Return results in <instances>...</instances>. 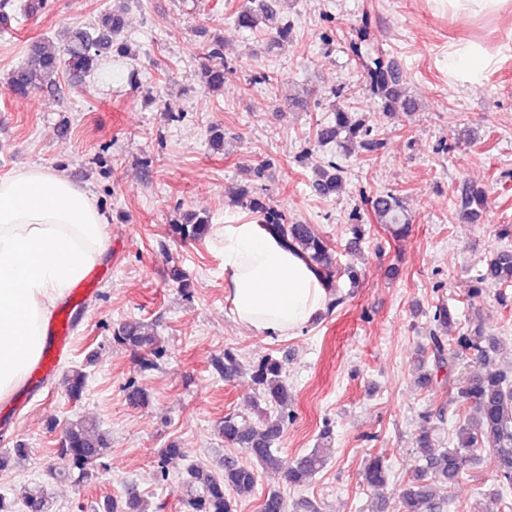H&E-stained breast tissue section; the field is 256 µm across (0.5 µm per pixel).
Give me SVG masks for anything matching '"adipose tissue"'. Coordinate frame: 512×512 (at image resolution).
I'll use <instances>...</instances> for the list:
<instances>
[{"mask_svg":"<svg viewBox=\"0 0 512 512\" xmlns=\"http://www.w3.org/2000/svg\"><path fill=\"white\" fill-rule=\"evenodd\" d=\"M224 291L258 336L311 324L332 297L315 267L258 223L224 227ZM105 222L65 174L30 168L0 178V399L38 356L58 301L105 252Z\"/></svg>","mask_w":512,"mask_h":512,"instance_id":"ef3b65f1","label":"adipose tissue"}]
</instances>
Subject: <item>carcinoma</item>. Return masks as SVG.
Masks as SVG:
<instances>
[{
    "label": "carcinoma",
    "instance_id": "obj_1",
    "mask_svg": "<svg viewBox=\"0 0 512 512\" xmlns=\"http://www.w3.org/2000/svg\"><path fill=\"white\" fill-rule=\"evenodd\" d=\"M272 15L268 0H248L239 11L238 24L253 30L257 28L259 19ZM124 26L122 7H110L97 17L94 25L69 30L64 43L57 49L42 40L33 42L25 62L8 74V92L16 98H24L35 89L56 86L61 74L67 75L75 83L83 82L98 70L101 60L112 57L114 36ZM225 75L226 68L222 63L206 65L202 69L203 82L212 91L223 88ZM367 81L381 99L383 111L407 112L414 107L405 92L400 73L391 65L381 60L374 62V66L368 69ZM335 121V125L323 132L324 136L335 137L344 133L356 139L362 134H371V130H365L363 125L351 121L346 107L336 109ZM332 168L333 173L324 174L315 181V187L324 195L336 192L343 183L341 167L334 164ZM237 203L258 213L268 229L279 234L288 246L299 250L318 268L328 288H333L335 280L343 275L357 280L356 268L341 267L330 241L315 233L313 225L290 224L286 215L245 193L239 194ZM367 204L378 223L393 226L396 234L404 232L405 227L401 224L404 206L399 196L393 193L376 195L367 200ZM487 204L488 196L483 189L468 186L464 189L460 214L474 219L486 209ZM169 231L175 239L200 241L209 233L210 224L208 219L195 213H184L171 221ZM476 283L477 286L472 289L474 298L482 295L486 283L512 286V249L494 252L487 260L484 272L476 278ZM453 324V315L448 308H435L428 327L426 346L435 370L445 371L448 406L464 401L469 403L474 412L475 425L471 427L465 423L459 426L455 429L453 446L440 448L435 431L446 422V408L424 416L425 425L415 437V445L420 452L419 465L415 475L398 494V512H446L448 501L438 495L437 485L456 482L473 453L479 449L488 448L493 452L494 470L499 480L496 499L502 500L512 495V375L486 369L490 354L496 351V341L483 331L471 330L455 337V343H449L448 332ZM116 339L143 351L139 360L141 370L156 367L155 358L159 357L160 352L153 349V338L143 332L141 322L124 323ZM467 353L474 356L485 369L459 383L452 377L454 363L459 356ZM219 369L226 378L238 373L239 364L232 351H224ZM253 381L261 390L265 402V407L258 410V422L251 423L228 413L218 429V433L224 437V444L240 449L245 459L224 457V472L221 474L200 467L190 468L181 485V502L185 512H236V501L231 493H251L257 485L260 470L273 475L280 472L275 444L289 419V414L284 411L288 402V385L282 364L271 357L261 360L253 372ZM86 388L87 373L81 368L71 370L67 377L69 397L73 400L82 398ZM107 449L97 425L83 420L70 424L59 439L60 467L56 476L67 480L76 477L90 479L92 469L105 456ZM325 464V457L319 449L314 448L288 470V482L303 486ZM364 476L367 485L372 488L383 487L388 481L387 470L376 457L369 459ZM166 507L164 500L152 505L135 488L126 489L123 508L129 512H163ZM49 509L48 493L44 486H35L25 494L23 512H49ZM261 512H286L285 501L279 491L272 489L264 495Z\"/></svg>",
    "mask_w": 512,
    "mask_h": 512
}]
</instances>
